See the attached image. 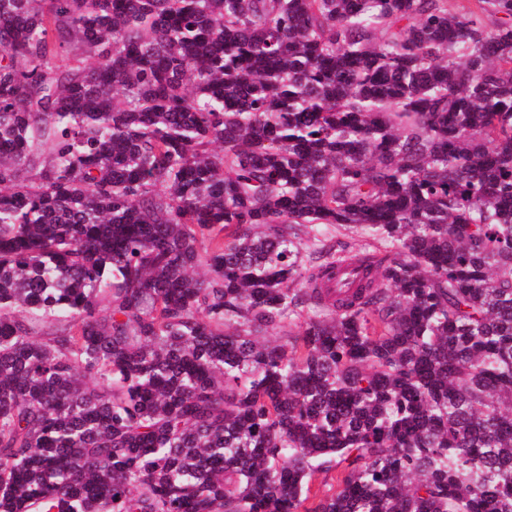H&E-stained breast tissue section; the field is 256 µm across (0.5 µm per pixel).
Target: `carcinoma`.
<instances>
[{
  "label": "carcinoma",
  "instance_id": "carcinoma-1",
  "mask_svg": "<svg viewBox=\"0 0 512 512\" xmlns=\"http://www.w3.org/2000/svg\"><path fill=\"white\" fill-rule=\"evenodd\" d=\"M0 512H512V0H0Z\"/></svg>",
  "mask_w": 512,
  "mask_h": 512
}]
</instances>
